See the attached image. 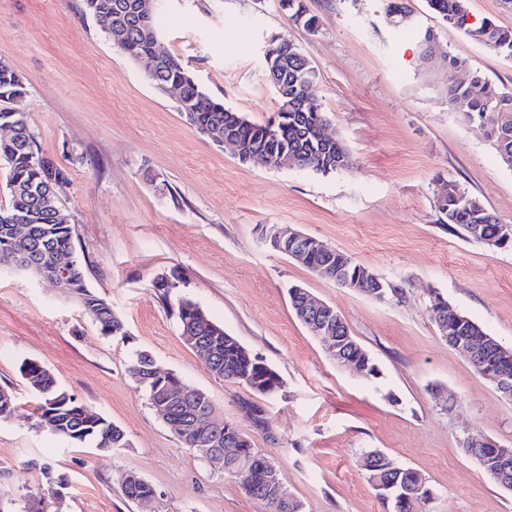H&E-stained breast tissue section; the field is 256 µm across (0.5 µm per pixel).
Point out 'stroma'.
I'll list each match as a JSON object with an SVG mask.
<instances>
[{
	"mask_svg": "<svg viewBox=\"0 0 512 512\" xmlns=\"http://www.w3.org/2000/svg\"><path fill=\"white\" fill-rule=\"evenodd\" d=\"M308 32L280 0H159V44L196 81L250 121L277 109L263 50L297 44L315 67L313 88L353 166L328 176L240 161L199 137L174 97L159 93L83 0H0V58L22 77L26 112L44 153L69 168L62 201L87 287L111 303L127 334L102 335L69 295L31 273L0 268V387L17 412L0 421V507L64 485L57 512H269L184 447L129 376L149 352L161 372L207 393L217 421L234 423L277 465L303 512H391L357 466L370 449L417 470L429 512H512L462 447L478 430L512 448V402L448 346L430 317L441 293L486 333L512 346V251H493L438 224L439 180L459 183L512 224V170L482 131L448 109L445 54L463 78L512 91V59L446 27L426 0L391 23L387 0H304ZM436 37L426 52L425 32ZM293 229L343 252L389 282L401 300L379 302L318 277L272 247ZM194 301L281 377L273 397L215 378L184 342L153 288ZM299 285L334 307L365 348L374 381L337 366L291 309ZM120 426L129 445L103 453L36 426L23 361ZM50 464L42 473L41 464ZM134 472L157 491L128 501Z\"/></svg>",
	"mask_w": 512,
	"mask_h": 512,
	"instance_id": "1",
	"label": "stroma"
}]
</instances>
